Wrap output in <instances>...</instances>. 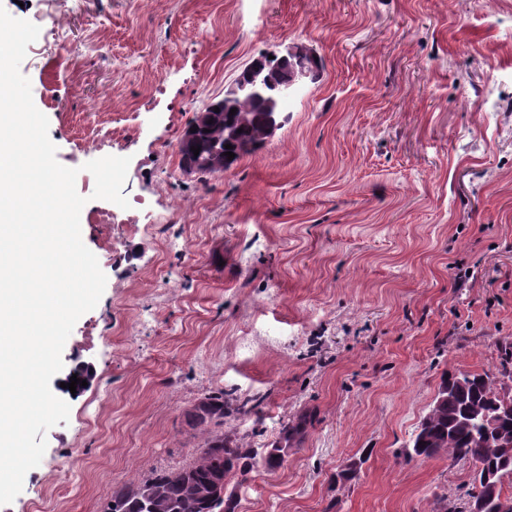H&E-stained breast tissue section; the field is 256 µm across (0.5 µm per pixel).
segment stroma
Returning a JSON list of instances; mask_svg holds the SVG:
<instances>
[{"instance_id": "stroma-1", "label": "stroma", "mask_w": 512, "mask_h": 512, "mask_svg": "<svg viewBox=\"0 0 512 512\" xmlns=\"http://www.w3.org/2000/svg\"><path fill=\"white\" fill-rule=\"evenodd\" d=\"M39 36L20 70L107 283L64 370L88 364L41 463L0 512H104L113 485L193 461L206 392L265 395L252 447L315 414L255 469L239 512H427L471 468L401 456L442 372H492L512 336V0H0ZM318 63L281 126L222 174L178 143L277 44ZM72 66H56L59 56ZM113 130L148 224H98L80 140ZM355 485L336 483L351 460Z\"/></svg>"}]
</instances>
